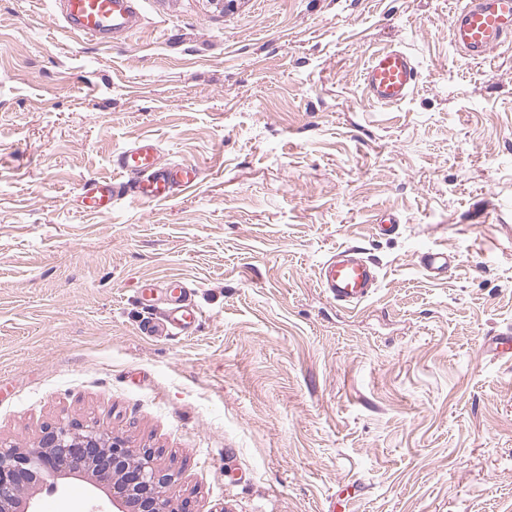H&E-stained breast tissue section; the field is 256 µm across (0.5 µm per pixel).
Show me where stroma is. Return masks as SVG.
I'll return each mask as SVG.
<instances>
[{
  "mask_svg": "<svg viewBox=\"0 0 512 512\" xmlns=\"http://www.w3.org/2000/svg\"><path fill=\"white\" fill-rule=\"evenodd\" d=\"M455 6L142 0L102 44L60 0H0V443L80 421L153 449L194 512H329L345 480L355 512H512V364L481 349L512 327V46L470 60ZM388 48L421 79L380 106ZM143 138L198 185L84 211ZM350 244L380 273L355 310L317 282ZM173 278L202 322L143 335ZM72 484L59 512H113ZM418 81L417 67L403 50H379L371 54L363 73L366 98L378 105L404 101ZM455 262L453 255L447 250L428 249L420 253L419 264L424 271L433 278H440L448 273V269Z\"/></svg>",
  "mask_w": 512,
  "mask_h": 512,
  "instance_id": "stroma-1",
  "label": "stroma"
}]
</instances>
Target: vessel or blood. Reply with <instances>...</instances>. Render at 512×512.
Listing matches in <instances>:
<instances>
[{
    "label": "vessel or blood",
    "instance_id": "1",
    "mask_svg": "<svg viewBox=\"0 0 512 512\" xmlns=\"http://www.w3.org/2000/svg\"><path fill=\"white\" fill-rule=\"evenodd\" d=\"M141 0H63L65 27L96 39L110 42L129 30ZM452 42L473 59H483L512 40V0H460L450 22ZM418 81L417 67L403 50H379L371 54L363 73L366 98L378 105L404 101ZM160 149L150 139H142L112 159L111 178L91 182L81 195L82 207L90 212H111L116 198L130 193L143 203L167 199L175 190L187 189L201 178L200 170L189 163L161 164ZM454 257L442 249L420 253L419 264L433 278L447 274ZM379 283L375 262L359 246H345L323 261L318 269V284L337 305L354 309L369 301ZM177 291L176 304L162 320L149 324L153 336H177L201 312L191 301L190 291L181 282H171ZM493 358L512 361V330L498 332L485 341Z\"/></svg>",
    "mask_w": 512,
    "mask_h": 512
}]
</instances>
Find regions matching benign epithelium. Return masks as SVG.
I'll return each instance as SVG.
<instances>
[{
	"instance_id": "7a95c632",
	"label": "benign epithelium",
	"mask_w": 512,
	"mask_h": 512,
	"mask_svg": "<svg viewBox=\"0 0 512 512\" xmlns=\"http://www.w3.org/2000/svg\"><path fill=\"white\" fill-rule=\"evenodd\" d=\"M69 476L106 488L118 512H190L173 494L179 472L161 467L152 449L74 422L47 429L29 448L0 445V512H27L36 483L54 488Z\"/></svg>"
}]
</instances>
